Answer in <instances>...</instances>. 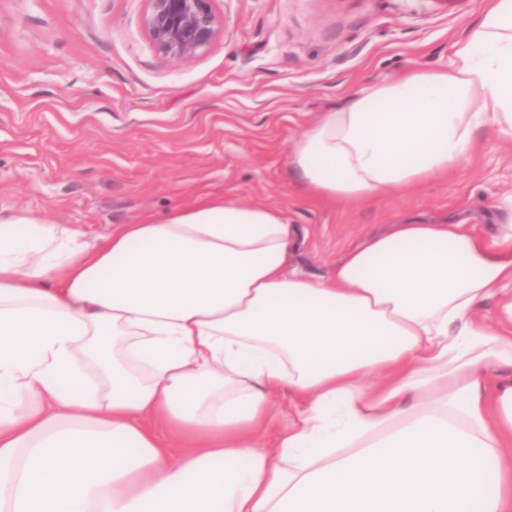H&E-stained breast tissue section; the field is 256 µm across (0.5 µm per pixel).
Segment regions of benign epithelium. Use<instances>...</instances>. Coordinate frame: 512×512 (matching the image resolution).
I'll return each instance as SVG.
<instances>
[{"instance_id": "7a95c632", "label": "benign epithelium", "mask_w": 512, "mask_h": 512, "mask_svg": "<svg viewBox=\"0 0 512 512\" xmlns=\"http://www.w3.org/2000/svg\"><path fill=\"white\" fill-rule=\"evenodd\" d=\"M146 28L161 54L179 60L197 56L214 41L219 20L211 0H148Z\"/></svg>"}]
</instances>
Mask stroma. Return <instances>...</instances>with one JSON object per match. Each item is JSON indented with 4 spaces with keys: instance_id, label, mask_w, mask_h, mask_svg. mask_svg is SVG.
<instances>
[{
    "instance_id": "1",
    "label": "stroma",
    "mask_w": 512,
    "mask_h": 512,
    "mask_svg": "<svg viewBox=\"0 0 512 512\" xmlns=\"http://www.w3.org/2000/svg\"><path fill=\"white\" fill-rule=\"evenodd\" d=\"M490 0H213L196 57L160 54L148 0H0V219L94 240L200 198L284 210L290 263L327 276L390 225L512 224V140L489 125L448 176L363 205L305 192L288 156L359 89L445 69Z\"/></svg>"
}]
</instances>
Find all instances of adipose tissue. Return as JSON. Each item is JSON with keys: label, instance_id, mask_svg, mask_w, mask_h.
Instances as JSON below:
<instances>
[{"label": "adipose tissue", "instance_id": "adipose-tissue-1", "mask_svg": "<svg viewBox=\"0 0 512 512\" xmlns=\"http://www.w3.org/2000/svg\"><path fill=\"white\" fill-rule=\"evenodd\" d=\"M455 55L324 113L307 188L365 203L512 137V0ZM294 246L221 198L100 244L1 221L0 512H512V226L395 224L319 279Z\"/></svg>", "mask_w": 512, "mask_h": 512}]
</instances>
